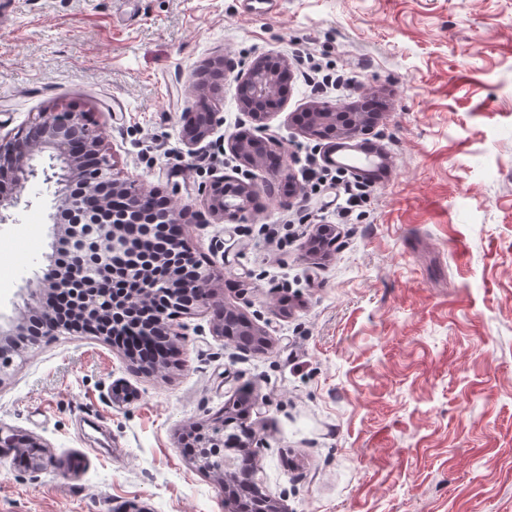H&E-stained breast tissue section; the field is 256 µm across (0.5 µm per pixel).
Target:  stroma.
<instances>
[{"instance_id":"1","label":"stroma","mask_w":512,"mask_h":512,"mask_svg":"<svg viewBox=\"0 0 512 512\" xmlns=\"http://www.w3.org/2000/svg\"><path fill=\"white\" fill-rule=\"evenodd\" d=\"M287 59L282 106L257 120L238 73ZM312 58L346 77L323 100L382 108L367 136L391 164L361 214L306 195L307 156L331 143L295 120ZM221 123L200 144L185 113ZM80 112L115 177L186 210L184 238L214 273L173 320L176 363L150 372L103 337L58 332L0 371V512H237L182 443L186 427L250 404L261 489L284 512H512V0H0V134ZM255 132L292 173L231 151ZM212 156L195 171V158ZM220 176L257 184L245 221L213 216ZM55 186L31 180L0 223V318L47 270ZM324 202L329 251L300 218ZM270 341L243 350L212 306Z\"/></svg>"}]
</instances>
